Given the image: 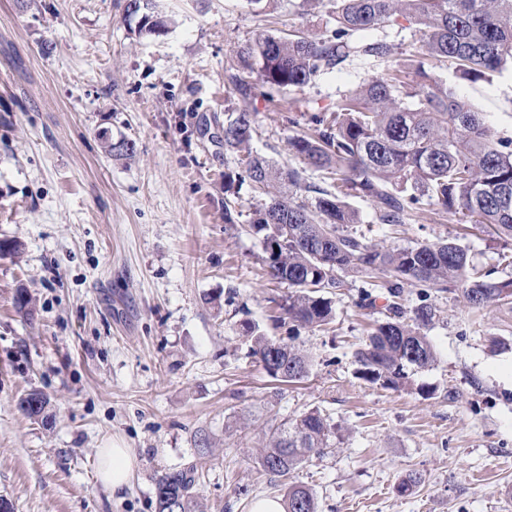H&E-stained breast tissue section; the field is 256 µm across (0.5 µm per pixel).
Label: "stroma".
Masks as SVG:
<instances>
[{
    "mask_svg": "<svg viewBox=\"0 0 512 512\" xmlns=\"http://www.w3.org/2000/svg\"><path fill=\"white\" fill-rule=\"evenodd\" d=\"M127 0H0V497L13 512H155L154 477L214 454L199 494L207 512H251L286 487L265 475L263 434L316 410L334 448L294 471L318 512H512V300L471 309L461 294L406 285V306L427 300L434 363L415 388L360 379L354 354L381 320L387 278L351 272L329 293L332 322L292 329L280 318L289 288L268 281L260 236L249 230L261 198L238 187L224 221V175L242 169L224 147V120L255 112L252 149L301 172L297 200L332 189L288 142L305 115L391 64L414 69L420 27L401 19L368 31L394 46L390 61L351 57L304 90L241 96L229 81L256 38L295 31L321 38L327 0H152L170 25L132 36ZM495 136L512 138V66L460 84ZM136 146L134 159L106 142ZM356 230L387 248L452 241L478 271L512 277V252L483 224L426 201L403 223H377L351 197ZM26 286L37 311L15 305ZM372 294L374 306L361 304ZM270 337L296 335L308 376L274 381L253 356L242 322ZM38 389L37 422L17 408ZM131 449L130 488L96 477L100 448ZM421 481L409 491L403 482Z\"/></svg>",
    "mask_w": 512,
    "mask_h": 512,
    "instance_id": "obj_1",
    "label": "stroma"
}]
</instances>
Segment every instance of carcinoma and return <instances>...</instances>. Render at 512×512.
<instances>
[{
	"mask_svg": "<svg viewBox=\"0 0 512 512\" xmlns=\"http://www.w3.org/2000/svg\"><path fill=\"white\" fill-rule=\"evenodd\" d=\"M335 21L332 35L320 40L261 36L248 47L243 66L255 83L234 76L239 94L253 85L270 90L304 89L324 69L356 56L389 59L394 47L385 39L355 40L359 32L393 24L401 17L421 26L415 48L414 79H401L395 68L362 82L336 103L309 115L311 132L289 142L304 164L337 176L336 191L316 189L315 203L296 202L288 189L301 182L295 168L276 170L247 151L255 115L233 112L224 120V148L246 151L242 173L268 201L254 211L250 228L261 237L266 274L291 288L284 315L301 327L320 326L332 318L323 293L343 286V276L366 271L389 277L386 319L374 327L355 353L359 377L384 388L410 385L409 373L429 367L435 353L426 330L436 309L421 302L400 303L404 285L454 287L473 308L512 298V279L497 280L470 271L468 254L454 242L418 243L385 248L348 230L359 223L347 201L351 189L370 199L381 224H401L423 198L447 211L491 226L512 241V139L497 138L484 115L452 84L436 78L432 68L449 63L456 79L477 84L512 65V0H329ZM167 21L143 14L138 34L160 35ZM253 354L273 378L296 381L309 372V358L292 337L274 339L244 322ZM49 398L32 389L18 400L31 419L46 418ZM326 419L311 411L273 426L260 449L265 474L288 478L302 465L331 451ZM197 459L162 469L154 481L155 512H204L198 488L208 439ZM284 512H318L313 492L288 484Z\"/></svg>",
	"mask_w": 512,
	"mask_h": 512,
	"instance_id": "1",
	"label": "carcinoma"
}]
</instances>
